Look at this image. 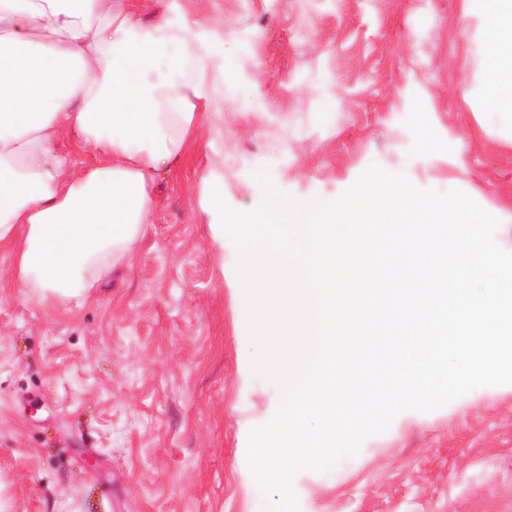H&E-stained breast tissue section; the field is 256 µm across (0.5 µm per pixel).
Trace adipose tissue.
<instances>
[{
  "label": "adipose tissue",
  "instance_id": "ef3b65f1",
  "mask_svg": "<svg viewBox=\"0 0 512 512\" xmlns=\"http://www.w3.org/2000/svg\"><path fill=\"white\" fill-rule=\"evenodd\" d=\"M124 0H0V250L42 302L84 305L129 261L159 177L224 89L195 22L145 20ZM477 22L469 97L512 147V0H462ZM98 157L75 167L68 132Z\"/></svg>",
  "mask_w": 512,
  "mask_h": 512
}]
</instances>
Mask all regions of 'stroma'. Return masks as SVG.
<instances>
[{"instance_id": "stroma-1", "label": "stroma", "mask_w": 512, "mask_h": 512, "mask_svg": "<svg viewBox=\"0 0 512 512\" xmlns=\"http://www.w3.org/2000/svg\"><path fill=\"white\" fill-rule=\"evenodd\" d=\"M224 28V126L157 186L130 264L94 301L31 298L0 251V507L5 512H250V429L276 402L251 374L233 248L199 191L255 208V174L339 197L373 164L498 211L512 252V149L465 97L476 24L461 0H128ZM425 131L431 150L415 146ZM299 512H512V386L397 415L357 455L293 481Z\"/></svg>"}]
</instances>
